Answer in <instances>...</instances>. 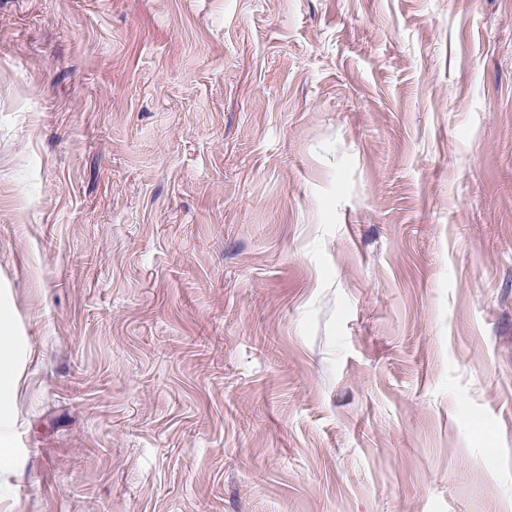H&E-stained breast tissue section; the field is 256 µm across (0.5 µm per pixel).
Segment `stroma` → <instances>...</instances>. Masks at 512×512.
Masks as SVG:
<instances>
[{
  "label": "stroma",
  "mask_w": 512,
  "mask_h": 512,
  "mask_svg": "<svg viewBox=\"0 0 512 512\" xmlns=\"http://www.w3.org/2000/svg\"><path fill=\"white\" fill-rule=\"evenodd\" d=\"M0 512H512V0H0ZM8 319L0 318V405L10 395L11 380L14 373L13 364L9 355V336L7 334Z\"/></svg>",
  "instance_id": "stroma-1"
}]
</instances>
